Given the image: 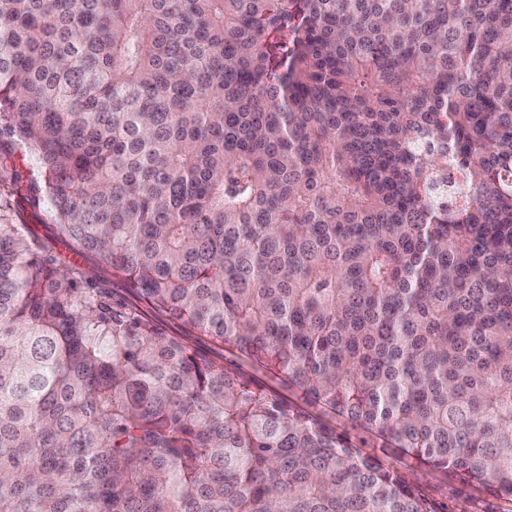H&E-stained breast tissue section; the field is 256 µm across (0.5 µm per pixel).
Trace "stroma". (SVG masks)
Listing matches in <instances>:
<instances>
[{
    "label": "stroma",
    "instance_id": "35a3bbf8",
    "mask_svg": "<svg viewBox=\"0 0 512 512\" xmlns=\"http://www.w3.org/2000/svg\"><path fill=\"white\" fill-rule=\"evenodd\" d=\"M0 202L7 208L8 220L24 224L47 254L57 263L72 261V250L56 236V221L50 201L44 192L43 173L39 160L17 137L0 135ZM97 287L111 298L121 300L146 312L167 333L181 340L199 355L223 363L225 368L251 377L267 390L315 417L322 424L342 435L361 451L400 472L432 500L438 512H512V499L497 495L488 486L460 481L452 472L421 468L397 449L383 447L381 441L350 420L307 400L301 391L288 387L278 377L254 365L238 351L185 328L168 314L149 308L140 301L136 288L126 280L112 278L110 272L95 261H87Z\"/></svg>",
    "mask_w": 512,
    "mask_h": 512
}]
</instances>
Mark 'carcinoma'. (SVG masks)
Segmentation results:
<instances>
[{"instance_id": "1", "label": "carcinoma", "mask_w": 512, "mask_h": 512, "mask_svg": "<svg viewBox=\"0 0 512 512\" xmlns=\"http://www.w3.org/2000/svg\"><path fill=\"white\" fill-rule=\"evenodd\" d=\"M60 239L512 497V0H0ZM0 222V512H436Z\"/></svg>"}]
</instances>
